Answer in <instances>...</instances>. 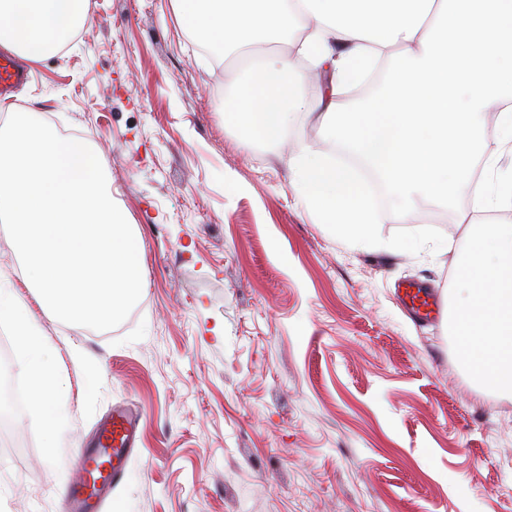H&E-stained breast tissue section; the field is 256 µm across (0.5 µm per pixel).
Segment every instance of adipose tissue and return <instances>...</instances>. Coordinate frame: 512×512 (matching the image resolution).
Returning a JSON list of instances; mask_svg holds the SVG:
<instances>
[{
    "instance_id": "obj_1",
    "label": "adipose tissue",
    "mask_w": 512,
    "mask_h": 512,
    "mask_svg": "<svg viewBox=\"0 0 512 512\" xmlns=\"http://www.w3.org/2000/svg\"><path fill=\"white\" fill-rule=\"evenodd\" d=\"M84 0H0V47L28 61L63 50L76 36ZM182 25L200 44L239 54V81L224 96V123L266 143L282 142L301 113H318L332 137L366 159L401 210L371 212L353 170L303 147L290 158L311 211L337 235L374 239L375 223H415L417 200L455 205L473 182V209L512 199V173L482 157L487 113L512 145V0H179ZM294 38L304 66L268 52ZM395 62L372 102L342 97L379 63ZM327 76L314 102L303 84ZM451 332L480 388L512 393V224L472 223L456 267ZM0 321L11 323L37 388L35 409L48 430L62 427V380L39 327L0 282Z\"/></svg>"
}]
</instances>
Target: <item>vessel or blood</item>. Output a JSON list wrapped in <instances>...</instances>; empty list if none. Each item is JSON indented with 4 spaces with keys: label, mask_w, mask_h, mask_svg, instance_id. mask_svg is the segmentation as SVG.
<instances>
[{
    "label": "vessel or blood",
    "mask_w": 512,
    "mask_h": 512,
    "mask_svg": "<svg viewBox=\"0 0 512 512\" xmlns=\"http://www.w3.org/2000/svg\"><path fill=\"white\" fill-rule=\"evenodd\" d=\"M29 77L13 58L0 54V96ZM138 415L131 409L115 407L103 423L94 447L83 449L78 477L66 488V512H98L113 486L125 478L123 460L136 442Z\"/></svg>",
    "instance_id": "b4317fda"
}]
</instances>
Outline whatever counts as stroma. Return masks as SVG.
<instances>
[{
	"label": "stroma",
	"mask_w": 512,
	"mask_h": 512,
	"mask_svg": "<svg viewBox=\"0 0 512 512\" xmlns=\"http://www.w3.org/2000/svg\"><path fill=\"white\" fill-rule=\"evenodd\" d=\"M95 23L32 62L9 102L84 132L142 239L135 318L66 324L12 279L53 348L67 422L48 434L12 326L0 380V512H61L58 489L113 405L143 445L101 512H512V398L477 387L449 320L415 323L397 294L451 299L466 225L417 203L413 224L347 241L294 184L300 146L342 163L306 123L276 147L224 124L226 72L182 28L174 0H87Z\"/></svg>",
	"instance_id": "stroma-1"
}]
</instances>
